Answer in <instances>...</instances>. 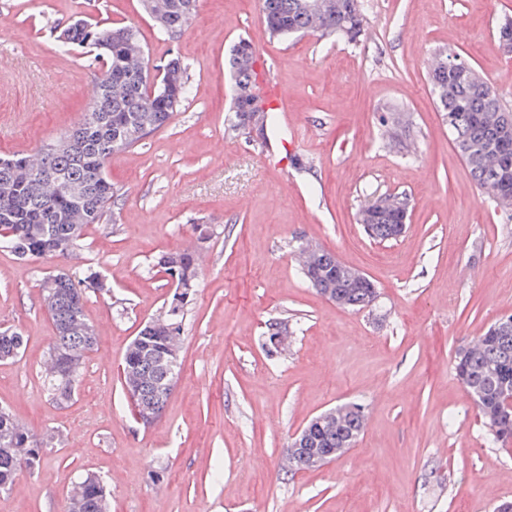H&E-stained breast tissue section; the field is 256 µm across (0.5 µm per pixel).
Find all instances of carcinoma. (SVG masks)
I'll return each instance as SVG.
<instances>
[{"label":"carcinoma","instance_id":"cac0c4a2","mask_svg":"<svg viewBox=\"0 0 512 512\" xmlns=\"http://www.w3.org/2000/svg\"><path fill=\"white\" fill-rule=\"evenodd\" d=\"M169 8L159 28L177 35L190 24L196 0H167ZM331 8L319 10L318 0H261L262 20L270 36L287 38L296 34L322 32L348 42L356 41L366 23L361 0H327ZM57 38L62 47L88 48L102 62L104 74L92 91L91 103L75 128L58 138L64 141L78 134L80 140L61 148H46L35 156H12L21 162L13 172L0 176V248H7L20 258H47L63 268L46 274L41 280L42 298L49 291L60 295H86V274L80 261L84 228L98 224L119 196L110 181L106 165L111 156L129 151L147 136L163 127L189 93L185 67L177 58L160 66L163 74L150 83L145 60L131 57L139 44L133 26L107 27L98 22L76 20L61 30ZM249 42L239 41L232 49L229 72L236 93L230 127L247 131L258 121L262 139L269 140L279 125L277 110L269 107L256 114L248 96L255 85L252 68L244 67L240 57ZM455 53L441 50L430 71V85L435 94L452 143L470 169L485 196L504 211L512 210V195H497L494 187L499 173L491 160L494 145L509 132L512 134V105L504 102L479 74L460 78L448 68ZM90 183L92 192L75 197L65 190L68 183ZM408 214V199L402 194L368 198L358 211V223L369 225L368 236L378 242L397 237L395 225ZM336 256L325 249L312 252V259L301 265V273L311 287L337 305L360 310L371 305L374 289L363 282L359 270L336 267ZM157 265L167 275L187 277L183 286H197V250L163 253ZM55 328L46 363L47 387L59 405L68 403L74 394L84 359L95 343L89 342L85 329L91 327L84 313V299L70 303L66 319H60L56 306L45 304ZM184 307L168 304L163 315L148 321L138 332L140 344L130 343L124 354L122 375L124 389L139 386L146 394L159 388L165 392L160 407H165L179 368L170 371L160 361L157 347L165 337L180 332ZM288 321H273L268 341L279 346L288 342ZM77 353L76 362L59 370L54 364L57 343ZM23 336L12 330L0 331V360L17 357ZM455 371L474 402L487 430L489 442L506 447L512 444V409L506 396L512 390V327L487 330L475 345L465 344L455 355ZM354 402L335 407L336 417L317 427L309 422L285 451L288 468L303 470L310 453L333 452L338 457L355 446L365 430V415ZM41 442L21 428L12 414L0 408V492L16 483L23 470L35 468L41 460ZM79 502L71 503L68 512H107V496L101 479L93 473L79 478Z\"/></svg>","mask_w":512,"mask_h":512}]
</instances>
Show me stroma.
<instances>
[{
	"label": "stroma",
	"instance_id": "1",
	"mask_svg": "<svg viewBox=\"0 0 512 512\" xmlns=\"http://www.w3.org/2000/svg\"><path fill=\"white\" fill-rule=\"evenodd\" d=\"M358 42L270 37L260 0H198L169 36L141 0H0V156L31 154L70 131L102 77L93 53L60 51L83 18L131 25L150 65L179 58L190 94L166 126L107 164L122 198L85 228L81 258L107 284L84 312L97 345L63 407L44 387L55 335L42 277L56 261L0 248V328L22 354L0 361V407L46 452L0 493V512H66L85 472L111 512H494L512 502V448L490 444L454 369L456 349L512 314V216L484 197L430 90V60L454 51L512 104V52L495 30L512 0H362ZM255 49L279 128L267 145L227 129V60ZM403 193V237L378 243L357 222L371 194ZM203 244L183 320L180 371L162 417L140 425L120 367L140 326L173 290L163 251ZM332 252L377 288L352 310L311 288L299 241ZM287 319L288 348L266 325ZM364 405L353 448L321 467H283L306 423Z\"/></svg>",
	"mask_w": 512,
	"mask_h": 512
}]
</instances>
